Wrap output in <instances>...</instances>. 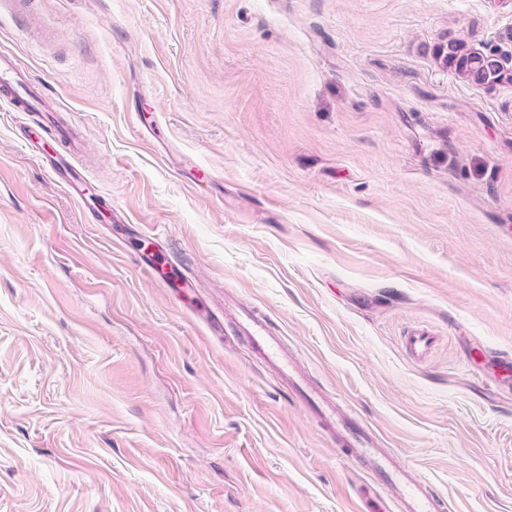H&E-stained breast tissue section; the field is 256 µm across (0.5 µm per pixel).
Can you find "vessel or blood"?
Segmentation results:
<instances>
[{"label":"vessel or blood","mask_w":512,"mask_h":512,"mask_svg":"<svg viewBox=\"0 0 512 512\" xmlns=\"http://www.w3.org/2000/svg\"><path fill=\"white\" fill-rule=\"evenodd\" d=\"M0 98L10 104L12 111L39 113L40 130L57 140L60 147L46 150L40 146L38 138L28 136L24 139L27 150L88 212L93 222L103 221V205L95 203L88 194L91 176L77 162L83 147L79 131L58 117L57 103L44 84L34 78L11 52L4 50H0ZM240 325L255 351L274 363L291 390L314 409L336 447L342 448L349 460L371 464L382 490L397 512H441L442 501L421 473L414 468L398 467L385 456L381 441L371 426L348 417L333 398L308 391L297 361L283 355L280 342L270 336L261 317L251 311L243 312ZM432 342V334L423 328L411 330L405 338L407 350L418 357L426 354Z\"/></svg>","instance_id":"vessel-or-blood-1"}]
</instances>
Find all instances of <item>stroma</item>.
Masks as SVG:
<instances>
[{
    "mask_svg": "<svg viewBox=\"0 0 512 512\" xmlns=\"http://www.w3.org/2000/svg\"><path fill=\"white\" fill-rule=\"evenodd\" d=\"M0 28L84 134L120 244L0 109V512H377L232 319L417 466L512 512V0H39ZM164 250L198 290L140 266ZM434 337L410 356V328ZM436 58L470 82L480 85L512 83V73L494 53L478 55L462 40H448L436 49Z\"/></svg>",
    "mask_w": 512,
    "mask_h": 512,
    "instance_id": "35a3bbf8",
    "label": "stroma"
}]
</instances>
